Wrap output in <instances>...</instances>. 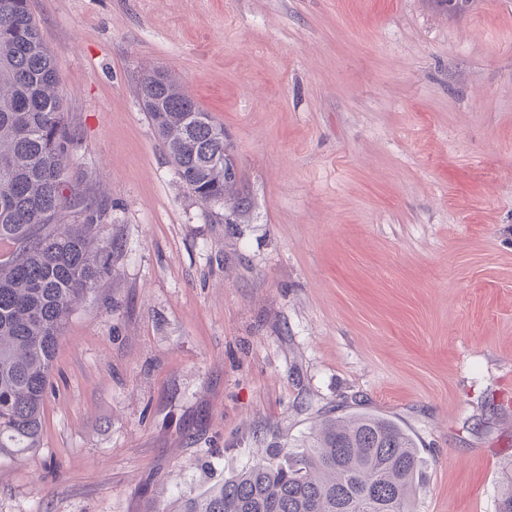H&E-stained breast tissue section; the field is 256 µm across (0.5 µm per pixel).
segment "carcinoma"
Instances as JSON below:
<instances>
[{"label":"carcinoma","mask_w":512,"mask_h":512,"mask_svg":"<svg viewBox=\"0 0 512 512\" xmlns=\"http://www.w3.org/2000/svg\"><path fill=\"white\" fill-rule=\"evenodd\" d=\"M53 57L29 0H0V458L39 447L56 350L69 316L111 271L115 243L68 174L76 144ZM143 111L174 174L205 201L220 196L237 224L249 210L224 125L161 73L143 80ZM68 210L80 224H62ZM429 461L395 421L357 412L326 418L296 448L177 503V512H410ZM512 512V467L497 494Z\"/></svg>","instance_id":"cac0c4a2"}]
</instances>
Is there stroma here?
Segmentation results:
<instances>
[{
  "label": "stroma",
  "mask_w": 512,
  "mask_h": 512,
  "mask_svg": "<svg viewBox=\"0 0 512 512\" xmlns=\"http://www.w3.org/2000/svg\"><path fill=\"white\" fill-rule=\"evenodd\" d=\"M112 272L70 316L0 512H168L320 420L394 419L413 512H495L512 462V0H31ZM223 124L248 221L140 106Z\"/></svg>",
  "instance_id": "35a3bbf8"
}]
</instances>
